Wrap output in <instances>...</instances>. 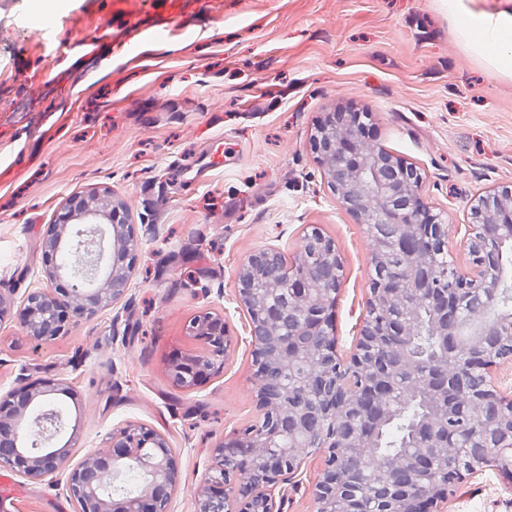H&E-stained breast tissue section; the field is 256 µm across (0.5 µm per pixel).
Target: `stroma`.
Segmentation results:
<instances>
[{"label":"stroma","instance_id":"1","mask_svg":"<svg viewBox=\"0 0 512 512\" xmlns=\"http://www.w3.org/2000/svg\"><path fill=\"white\" fill-rule=\"evenodd\" d=\"M56 24L44 37L23 16ZM369 113L370 139L414 166L448 227V261L472 270L462 238L474 199L512 189V78L467 54L440 0H0V395L62 378L55 404L78 440L71 465L135 421L165 435L178 464L170 512H198L214 447L257 421L250 318L235 296L254 251L293 259L312 230L335 240L333 307L348 362L372 278L367 225L342 208L311 149L325 112ZM221 154L223 167L199 173ZM112 189L140 250L112 307L38 342L14 310L42 285L41 247L65 201ZM224 320V368L191 389L168 365L197 352L189 321ZM326 453L311 451L280 512H316ZM66 472L31 481L0 512H75ZM447 512H512V478L467 476Z\"/></svg>","mask_w":512,"mask_h":512}]
</instances>
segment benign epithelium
<instances>
[{
  "label": "benign epithelium",
  "instance_id": "1",
  "mask_svg": "<svg viewBox=\"0 0 512 512\" xmlns=\"http://www.w3.org/2000/svg\"><path fill=\"white\" fill-rule=\"evenodd\" d=\"M366 118V112L336 108L315 124L311 145L342 207L363 224L395 227L392 236L375 242L372 263L390 255L404 259L388 277L373 279L367 318L349 363L358 374L373 372L374 379L362 391L339 374L331 378L336 349L329 309L342 280V261L333 240L322 235L303 240L286 274L278 269V251L260 249L249 255L236 288L250 314L258 367L285 372L307 364L312 372L295 385L302 398L262 396L264 427L214 448L215 465L198 493L199 512H236L240 499L246 500L245 512H277L275 488L294 475L307 449L318 446L328 449L329 456L316 486L317 512H439L450 488L464 476L491 463L512 472V401L498 395L486 377V369L496 361H512V314L493 319L479 315L495 306L503 278L499 267L482 256L483 245L512 250V189L489 193L471 204L463 243L476 269L457 276L456 288L438 290L423 271L420 254L444 246L445 225L421 196L422 178L416 169L382 148H362ZM77 236L87 254L81 270L60 259ZM138 243L134 225L127 223L123 204L110 188H95L87 199H68L42 239L49 257L42 269L44 286L29 291L19 308L30 337L54 341L68 330L71 319H89L111 306L125 292ZM425 305L438 310L435 333L448 344L440 368L467 379L466 385L448 392L443 413L464 416L475 427L493 432L491 459L471 452L469 442L446 431L437 416L429 420L415 447L378 458L376 432L404 406L390 396L379 362L393 360L403 366L411 361L407 340L418 335L419 307ZM187 329L203 349L173 359L170 375L191 388L224 367L228 341L223 320L210 312L195 316ZM58 394H69V387L40 378L0 397L1 465L30 480L68 468L74 435L51 442L64 431L59 411L37 414L47 443H29L14 430L38 398L49 404ZM102 469L115 476L134 469L143 482L132 495L107 494L99 479ZM176 475L175 454L166 437L129 421L112 429L82 464L69 468L66 491L77 512H169L168 493ZM367 475L387 492L381 509L349 492Z\"/></svg>",
  "mask_w": 512,
  "mask_h": 512
}]
</instances>
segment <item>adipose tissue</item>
<instances>
[{"label":"adipose tissue","instance_id":"obj_1","mask_svg":"<svg viewBox=\"0 0 512 512\" xmlns=\"http://www.w3.org/2000/svg\"><path fill=\"white\" fill-rule=\"evenodd\" d=\"M448 18L465 50L491 74L512 77V13L466 10L462 0H447Z\"/></svg>","mask_w":512,"mask_h":512}]
</instances>
